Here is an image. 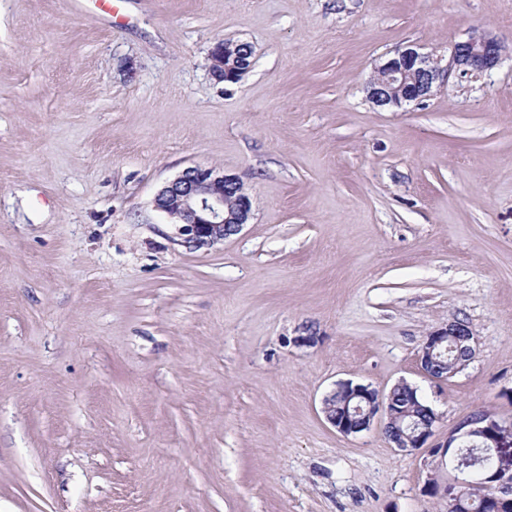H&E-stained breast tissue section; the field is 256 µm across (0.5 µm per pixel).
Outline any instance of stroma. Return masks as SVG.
<instances>
[{
  "label": "stroma",
  "mask_w": 512,
  "mask_h": 512,
  "mask_svg": "<svg viewBox=\"0 0 512 512\" xmlns=\"http://www.w3.org/2000/svg\"><path fill=\"white\" fill-rule=\"evenodd\" d=\"M476 31L494 69L369 101L390 52ZM190 166L252 198L209 249L153 205ZM457 319L474 357L433 381ZM344 380L416 386L436 443L512 419V0H0V512H445L447 459L326 422ZM225 56L231 63L224 66ZM253 48L248 43L218 42L210 53V71L216 81L235 83L249 70L253 63ZM473 332L469 326L457 322L448 323L447 326L438 328L428 336L422 345L418 355V364L420 371L428 378L435 381H448L455 374H451L454 367L457 351L452 349L455 346L448 339H454L457 344L459 354L464 356L460 366L462 368L469 363L474 354ZM448 350V361L447 353ZM448 379V380H447Z\"/></svg>",
  "instance_id": "stroma-1"
}]
</instances>
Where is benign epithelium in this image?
<instances>
[{
    "label": "benign epithelium",
    "instance_id": "benign-epithelium-1",
    "mask_svg": "<svg viewBox=\"0 0 512 512\" xmlns=\"http://www.w3.org/2000/svg\"><path fill=\"white\" fill-rule=\"evenodd\" d=\"M501 42L484 33H472L454 44L448 64L421 47L409 45L378 65L368 86L371 102L381 108H397L420 104L433 93L435 84L450 75L455 68L471 74H482L502 60ZM210 71L218 82L235 83L253 63V48L247 43L218 42L210 53ZM154 207L179 225L183 246L189 249L211 247L238 234L248 223L252 200L243 182L214 167H189L164 186L154 198ZM456 341L463 363L474 354L473 332L469 326L451 322L428 336L418 355L420 371L435 381L448 379V340ZM392 393H383L369 384L340 381L321 400V412L339 433L352 435L370 429L376 421L383 422L386 437L399 452L411 453L424 447L432 436L437 414L423 423H404L408 412L391 409ZM499 421L489 414L470 413L454 432L437 447L449 453L456 441L480 440L484 448L492 449L498 460L493 482L486 484L493 497L512 501V436L498 431Z\"/></svg>",
    "mask_w": 512,
    "mask_h": 512
}]
</instances>
